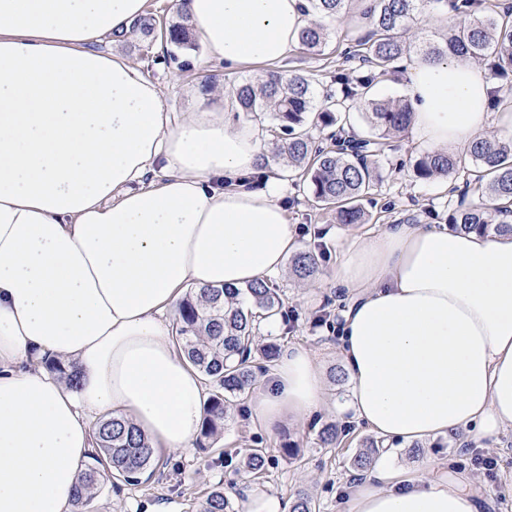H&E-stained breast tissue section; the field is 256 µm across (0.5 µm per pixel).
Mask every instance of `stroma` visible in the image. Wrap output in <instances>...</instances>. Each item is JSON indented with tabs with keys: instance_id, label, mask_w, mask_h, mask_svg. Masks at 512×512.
Listing matches in <instances>:
<instances>
[{
	"instance_id": "stroma-1",
	"label": "stroma",
	"mask_w": 512,
	"mask_h": 512,
	"mask_svg": "<svg viewBox=\"0 0 512 512\" xmlns=\"http://www.w3.org/2000/svg\"><path fill=\"white\" fill-rule=\"evenodd\" d=\"M365 32V25L357 23L355 18H347L322 51L295 48L280 67L310 76L316 92L315 103L323 105L327 95L336 91L331 82L333 75L347 65L345 49L353 46ZM113 47L137 63L145 76L158 84L164 106L173 112L221 106L223 94L231 93L243 80L254 81L260 77L256 69L231 70L208 60L204 47L178 49L142 33L118 38ZM207 79L214 82L216 93H200L199 86ZM422 154L408 133L395 138L393 150L387 152L382 162L378 181L361 201L369 215L366 230L375 231L383 225L404 221L444 224L459 206L483 203L479 183L471 181L468 175L473 167L470 157H463L453 174L421 180L414 177L412 164ZM279 200L288 212V222L303 250L316 255L318 271L305 281L295 277L288 268L273 276L287 317L278 330H268L261 324L256 333L282 348L297 345L317 353L325 366L329 395L336 398L347 390L336 336L345 303L342 292L331 288L329 281L351 228L337 223L335 211L316 205L307 182L284 177ZM246 405V399L234 400L224 420V432L216 442L217 448L232 455V462L218 460L215 450L191 447L153 465L150 479L136 485L104 474L97 494L84 506L83 512H199L206 493L216 485L223 486L237 512H244L250 495L256 491L284 497L302 492L311 498L315 512H336L338 496L355 475L352 461L361 451L367 431L357 427L348 414L330 410L305 424L285 426L270 434L252 423ZM330 422L345 428L347 435L326 447L321 444L319 433ZM286 443L297 448L296 458L283 456L281 448ZM250 448L268 449L274 457L258 480L238 464ZM387 453L399 467L413 466L427 455L451 460L454 471L470 476L473 490L495 500L496 512H512L510 429L493 442L465 443L441 436L425 444L395 441L388 446ZM478 454L493 460L492 469L474 465L473 458Z\"/></svg>"
}]
</instances>
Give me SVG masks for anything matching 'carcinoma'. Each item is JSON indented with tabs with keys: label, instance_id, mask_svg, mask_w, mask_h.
Instances as JSON below:
<instances>
[{
	"label": "carcinoma",
	"instance_id": "1",
	"mask_svg": "<svg viewBox=\"0 0 512 512\" xmlns=\"http://www.w3.org/2000/svg\"><path fill=\"white\" fill-rule=\"evenodd\" d=\"M306 12L339 21L347 0H307ZM424 0H369L363 16L369 31L358 39L349 58L359 63L356 75L336 70L333 82L338 93L317 110L311 79L283 74L271 80H246L233 91L235 112L263 113L270 117L273 132L271 159L308 181L314 202L326 209L336 207L339 224H365L368 216L357 204L377 176L379 158L385 154L390 136L405 131L411 121L409 104L377 101L366 95L376 74L384 75L395 64L411 56L415 46L404 38L406 25ZM439 6L464 17L448 31L443 45L428 47L426 54L446 52L481 61L507 78L512 75V21L489 9L484 0H434ZM165 42L177 48L195 47V39L186 17L169 23L162 33ZM330 36L328 27L312 22L298 35V42L311 52H319ZM315 112L314 124L326 128L338 126L335 147L315 146L305 128L306 115ZM363 111L377 133L371 138L349 134L350 113ZM469 155L477 169L490 174L485 183L486 203L462 208L451 214L448 223L456 230L483 233L512 231V223L502 219L509 213L501 200L512 199V141L491 142L481 139L472 144ZM455 156L431 151L413 163L415 177L423 180L457 171ZM294 273L302 279L313 277L317 261L313 253L302 252L292 261ZM283 301L267 281L242 293L230 288H204L188 293L178 308L177 345L205 378L210 387L204 403L205 417L196 436L201 449L212 447L224 431L226 398L244 395L256 384L257 361L273 362L278 348L272 344L255 349V318L262 311L282 313ZM100 455L86 467L76 486L74 505L80 508L93 498L100 485L98 465L106 463L114 477L127 484L139 482L156 458L155 449L123 419L114 417L99 424L94 432ZM268 464L262 448L246 454V472L257 475ZM200 512H235L221 486L213 488L201 504Z\"/></svg>",
	"mask_w": 512,
	"mask_h": 512
}]
</instances>
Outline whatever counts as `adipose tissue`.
<instances>
[{"label":"adipose tissue","mask_w":512,"mask_h":512,"mask_svg":"<svg viewBox=\"0 0 512 512\" xmlns=\"http://www.w3.org/2000/svg\"><path fill=\"white\" fill-rule=\"evenodd\" d=\"M304 0H178L209 59L274 65L297 45ZM147 0H0V512H69L97 450L94 424L123 418L153 448L185 451L204 379L165 316L187 287L280 273L300 246L264 133L227 111L174 117L158 86L103 40ZM409 132L427 150L512 139V103L488 104L485 69L420 55L406 74ZM264 171L266 186L247 188ZM344 401L323 363L291 346L249 403L275 432L333 407L373 434L427 443L512 428V233L387 224L354 234L331 274ZM74 365L71 387L46 364ZM336 512H488L492 503L424 457L378 462Z\"/></svg>","instance_id":"1"}]
</instances>
